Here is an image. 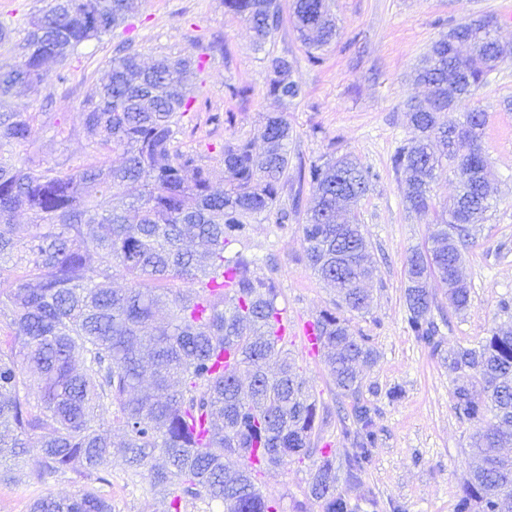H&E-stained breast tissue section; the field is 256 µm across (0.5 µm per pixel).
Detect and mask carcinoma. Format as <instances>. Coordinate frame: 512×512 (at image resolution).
Returning <instances> with one entry per match:
<instances>
[{"mask_svg":"<svg viewBox=\"0 0 512 512\" xmlns=\"http://www.w3.org/2000/svg\"><path fill=\"white\" fill-rule=\"evenodd\" d=\"M251 24L264 45L281 27L278 0H224ZM302 43L318 49L336 40L326 0H292ZM134 0H60L32 17L20 60L0 67V148L27 142L34 116L12 103L19 87L36 90L43 66L62 61L128 20ZM503 59L495 40L460 24L435 41L415 69L432 105H409L414 136L391 162L401 177L408 209L432 208L436 172L458 177L443 231L431 246L405 257L408 328L433 352L438 327L428 317L427 281L438 277L456 311L470 304L461 277L462 250L474 244L489 211L488 164L482 148L486 114L475 108L455 127L441 121L448 105L474 94ZM268 91L279 100L302 96L287 58L267 54ZM202 56H161L150 66L128 51L112 57L97 96L79 118L97 147L112 154L72 173L41 168L28 156H0V311L11 313L8 339L0 340V482L16 479L6 462L37 451V476L68 478L82 488L66 496H37L31 512H112L95 487L112 485V462L126 481L146 480L168 512H190L197 502H219L224 512H278L258 486L253 451L266 467L285 457L313 462L309 493L322 512H353L336 488V453L311 447L318 417L310 387L299 378L286 344L276 334L280 308L274 282L253 270L242 253L224 256L245 236L249 221H288L277 201L288 186L291 126L282 113L265 116L263 146L250 141L222 147L224 191L213 190L209 168L196 152L174 146ZM297 181L316 185L302 227L309 266L334 284L337 306L366 313L372 279L370 245L356 217L340 224L336 212L354 209L369 174L342 155L298 167ZM29 212L35 231L20 244L15 217ZM28 268L13 278L9 262ZM232 270L230 288H208L210 278ZM121 276L128 285L112 287ZM171 278L196 287H163ZM319 350L336 387L356 394L355 366L375 352L332 310L314 320ZM235 366L216 367L219 352ZM448 363L467 384L453 397L460 418L477 425L478 458L462 489L457 512H512V328L494 326L476 347L448 352ZM250 375L243 387L241 375ZM36 391L37 402L30 400ZM354 427L344 428L352 452L347 479L358 481L376 442V412L355 400ZM211 428L202 442L194 420ZM236 457V466L226 459Z\"/></svg>","mask_w":512,"mask_h":512,"instance_id":"1","label":"carcinoma"}]
</instances>
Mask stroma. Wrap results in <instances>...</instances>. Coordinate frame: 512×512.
Listing matches in <instances>:
<instances>
[{
	"label": "stroma",
	"mask_w": 512,
	"mask_h": 512,
	"mask_svg": "<svg viewBox=\"0 0 512 512\" xmlns=\"http://www.w3.org/2000/svg\"><path fill=\"white\" fill-rule=\"evenodd\" d=\"M49 0H0V24L12 30L0 43V65L20 59L23 29L42 14ZM339 35L319 50L312 63L291 22H283L258 51L249 22L229 11L224 0H136L128 21L102 40L82 46L65 62H48L38 92L18 90L15 103L37 116L31 140L19 149L42 166L69 173L93 161L91 138L79 113L95 92L105 63L119 48L130 47L144 62L155 57L198 54L207 48L197 75L199 108L187 112L178 137L184 151L202 154L216 187L224 185V143L260 142L262 116L286 113L293 137L288 145L290 168L321 162L331 155H354L371 176L358 203V219L376 262L370 283L371 311L346 312L352 331L369 337L373 363L361 367V397L377 409L378 440L360 481L346 479L337 467L338 487L356 512H456L469 473V443L476 427L458 418L453 392L456 375L444 351L479 345L501 323L499 303L512 298V57L499 62L474 97L447 113L455 124L463 112L481 105L487 113L483 148L492 174L493 207L475 243L463 252L462 271L472 285L468 308H448L439 279L428 281L434 299L431 316L439 325L442 353L435 354L412 335L404 297L407 253L440 228V215L454 194L452 169L439 174L432 191L433 207L424 215L407 210L391 165L395 149L414 130L408 105L426 97L412 73L431 44L456 25L493 17L498 41L512 46V22L505 13L512 0H329ZM287 57L304 95L283 104L268 93L267 54ZM230 84L249 86L246 98L229 100ZM234 112L233 124L213 125L214 113ZM279 207L288 209L286 223L251 222L245 237L226 246L225 256L241 252L255 261L258 276L272 278L278 303L291 317L288 348L301 379L317 397L318 419L313 445L332 448L337 460L351 449L342 421L352 400L336 388L321 354L309 351L301 338L303 325L334 309V288L309 267L304 255L302 214L292 212L290 192ZM400 397L389 398L391 389ZM311 459L287 458L259 479L262 492L279 504V512H321L310 498ZM68 481L39 482L32 458L17 466L15 482H0V512H30L36 495H69L78 491ZM112 512H166L147 484H126L122 465L112 468Z\"/></svg>",
	"instance_id": "35a3bbf8"
}]
</instances>
